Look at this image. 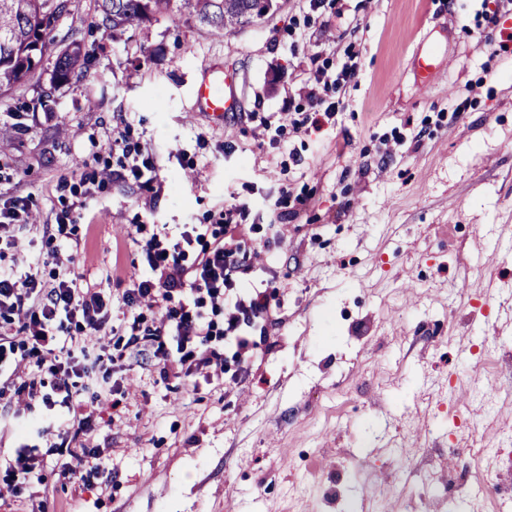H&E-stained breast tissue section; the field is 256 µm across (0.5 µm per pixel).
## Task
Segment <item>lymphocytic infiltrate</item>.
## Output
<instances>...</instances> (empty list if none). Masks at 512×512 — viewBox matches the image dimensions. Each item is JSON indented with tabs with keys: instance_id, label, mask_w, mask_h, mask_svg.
Segmentation results:
<instances>
[{
	"instance_id": "lymphocytic-infiltrate-1",
	"label": "lymphocytic infiltrate",
	"mask_w": 512,
	"mask_h": 512,
	"mask_svg": "<svg viewBox=\"0 0 512 512\" xmlns=\"http://www.w3.org/2000/svg\"><path fill=\"white\" fill-rule=\"evenodd\" d=\"M237 204L225 210L221 237L207 241L200 225L184 228L174 239L146 234L142 246L147 256L146 272L131 276L133 286L124 297L128 323V345L132 356L152 352L162 375L187 380L206 373L222 374L224 352L211 344L212 324L201 312L203 304L224 313V340L238 355L250 356L255 343L250 330L266 320L271 310L266 295L243 288L242 282L254 271L241 259L246 225L236 223ZM198 248L193 265H184L185 252ZM159 308L161 315L150 327H142L139 311ZM16 316L22 324L29 356L36 366L50 374L65 408V427L74 434H87L113 401L108 377L102 375L104 330L110 308L94 285L86 282L74 267H65L48 284L38 281L30 269L0 267V311ZM82 321V336L62 337L64 322Z\"/></svg>"
}]
</instances>
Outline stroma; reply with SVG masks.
Returning <instances> with one entry per match:
<instances>
[{"label": "stroma", "mask_w": 512, "mask_h": 512, "mask_svg": "<svg viewBox=\"0 0 512 512\" xmlns=\"http://www.w3.org/2000/svg\"><path fill=\"white\" fill-rule=\"evenodd\" d=\"M484 0H279L260 22L217 37L166 17L121 38L99 29L94 0L59 24L43 66L0 92V193L28 200L36 223L0 264L51 244L73 256L114 312L146 269L135 227L221 225L246 205L242 250L266 290L270 317L252 357L221 337L227 378H161L153 354L116 362L120 404L97 420L84 482L60 475L69 456L51 385L29 409L0 399V475L26 445L0 512L46 501L49 512H401L382 495L400 483L391 436L409 431L421 457L448 396L464 387L479 443L512 433V331L493 334L472 302L512 306V26ZM78 32L86 76L52 85L57 53ZM355 65L343 88L311 75ZM233 76V109L195 107L214 70ZM339 110L311 116L310 91ZM128 149L110 148L113 137ZM149 161L150 184L133 165ZM69 213L56 241L47 226ZM281 225L282 242L271 240ZM497 345V367L470 374L472 347Z\"/></svg>", "instance_id": "obj_1"}]
</instances>
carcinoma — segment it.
Masks as SVG:
<instances>
[{
    "mask_svg": "<svg viewBox=\"0 0 512 512\" xmlns=\"http://www.w3.org/2000/svg\"><path fill=\"white\" fill-rule=\"evenodd\" d=\"M99 25L112 35L128 27L185 14L222 36L250 23L256 0H95ZM72 0H0V91L25 83L41 66L58 21ZM91 59L76 37L56 58L53 81L67 83L87 71Z\"/></svg>",
    "mask_w": 512,
    "mask_h": 512,
    "instance_id": "cac0c4a2",
    "label": "carcinoma"
}]
</instances>
